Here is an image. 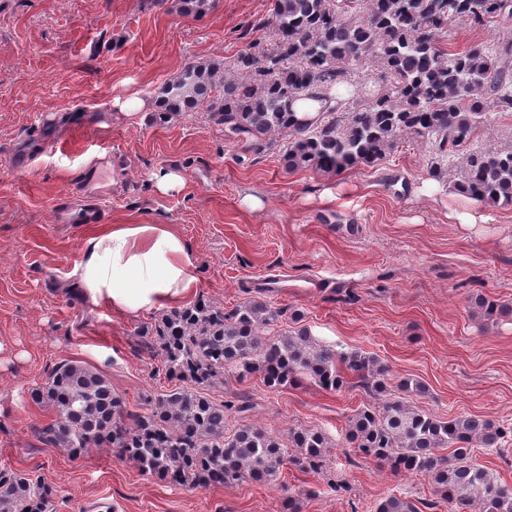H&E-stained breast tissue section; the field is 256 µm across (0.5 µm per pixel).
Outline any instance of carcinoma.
Segmentation results:
<instances>
[{
  "label": "carcinoma",
  "instance_id": "obj_1",
  "mask_svg": "<svg viewBox=\"0 0 512 512\" xmlns=\"http://www.w3.org/2000/svg\"><path fill=\"white\" fill-rule=\"evenodd\" d=\"M512 20V0H272L259 26L268 43L224 63H191L158 92L161 112L180 115L204 105L224 136L275 150L288 171L336 174L383 161L405 139L431 149L428 177L455 170L453 188L487 207H512V143L476 145L494 115L512 112V38L494 36L456 50V24L489 29ZM369 63L376 77L362 71ZM316 101L314 117L298 113ZM471 307L487 316L499 307L483 294ZM281 310L248 300L226 311L203 300L162 314L154 328L161 370L180 384L149 412L125 409L106 376L77 361L59 365L33 392L57 418L40 440L80 454L108 445L151 476L188 488L271 482L285 460L320 470L331 438L317 428L288 434V443L244 424L227 432L226 414L246 413L244 399L217 404L204 387L235 370L273 391L308 378L329 391L354 380L375 402L348 420L346 440L396 473L427 477L448 512H512V486L478 461L476 447L497 449L512 436L479 416L443 419L387 392L388 370L362 351L317 343L306 327L276 330ZM294 449L288 455V449ZM0 512H52L50 491L21 475L0 476ZM377 512H420L391 495Z\"/></svg>",
  "mask_w": 512,
  "mask_h": 512
}]
</instances>
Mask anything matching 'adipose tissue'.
Returning <instances> with one entry per match:
<instances>
[{
    "instance_id": "obj_1",
    "label": "adipose tissue",
    "mask_w": 512,
    "mask_h": 512,
    "mask_svg": "<svg viewBox=\"0 0 512 512\" xmlns=\"http://www.w3.org/2000/svg\"><path fill=\"white\" fill-rule=\"evenodd\" d=\"M190 244L167 224L95 228L73 275L91 299L126 314L189 304L199 286Z\"/></svg>"
}]
</instances>
